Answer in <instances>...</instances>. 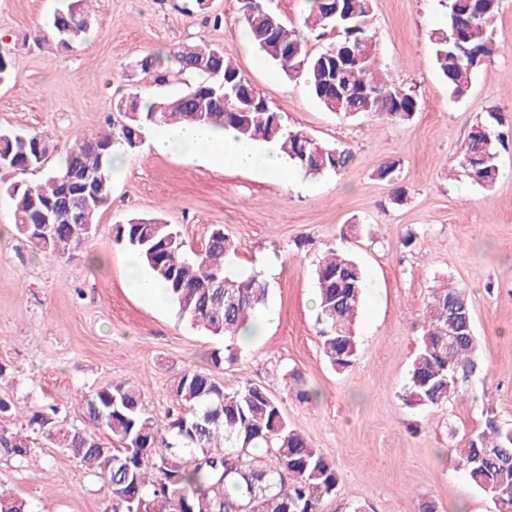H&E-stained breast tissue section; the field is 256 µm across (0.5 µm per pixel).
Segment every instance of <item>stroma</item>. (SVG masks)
<instances>
[{
	"label": "stroma",
	"instance_id": "stroma-1",
	"mask_svg": "<svg viewBox=\"0 0 512 512\" xmlns=\"http://www.w3.org/2000/svg\"><path fill=\"white\" fill-rule=\"evenodd\" d=\"M60 0H0V51L22 58L0 84V130L48 134L57 164L74 139L118 121L119 93L171 95L195 83L170 65L144 73L139 57L184 44L219 46L243 76L283 112L289 127L345 146L353 158L339 173L288 184L231 165L160 155L149 143L125 154L112 172L111 200L75 258L45 255L17 235L0 200V395L24 414L57 408L83 426L77 391L125 381L165 421L170 380L185 368L212 369L223 339L193 327L170 301L154 303L129 286V250L113 226L130 214L161 215L194 250L213 227L237 246L234 271L270 289L262 336L235 362L212 369L224 386L251 381L282 399L288 420L336 465L341 481L324 512H414L432 499L440 512H494L491 498L450 463L480 429L486 412L512 424V153L492 188H476L458 167V150L489 109L512 117V0L494 22L497 53L475 72L463 99L450 96L433 60L431 32L445 28L440 0H374L371 29L381 64L418 100L410 122L369 115L340 120L311 96L304 78H288L247 50L237 0H94L92 37L62 49L37 41ZM398 162V184L375 170ZM406 200L396 204L395 188ZM413 244H406L407 234ZM350 252L376 285L356 327L359 355L346 371L326 362L319 337L313 269L328 249ZM466 288L481 367L447 410L408 407L402 394L437 284ZM295 369L318 399L299 402L283 386ZM37 463L0 454V489L31 512H103L100 480L57 448H36Z\"/></svg>",
	"mask_w": 512,
	"mask_h": 512
}]
</instances>
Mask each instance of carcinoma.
<instances>
[{
    "instance_id": "1",
    "label": "carcinoma",
    "mask_w": 512,
    "mask_h": 512,
    "mask_svg": "<svg viewBox=\"0 0 512 512\" xmlns=\"http://www.w3.org/2000/svg\"><path fill=\"white\" fill-rule=\"evenodd\" d=\"M85 0H71L56 10L42 30V39L68 49L84 41L92 19ZM447 30L431 38L434 63L456 99L472 87L479 66L498 49L490 21L502 0H442ZM239 12L251 41L286 76L307 80L318 103L342 119L375 114L395 122L412 120L417 99L400 88L390 73L379 70L378 46L370 31L373 0H304L303 28L298 29L264 4L251 0ZM335 34V42L318 53L307 50V32ZM182 73L201 72L208 79L173 96L154 100L143 109L136 95L115 103L121 122L108 132L78 137L59 167L45 169L53 145L36 131H0V161L13 174L40 173L33 184L16 181L4 195L13 210L17 232L37 250L56 257H74L88 234L78 224L52 225L49 236L34 234L42 210L64 202L71 213L84 212L95 223L112 191V145L119 139L135 152L140 128L147 124L218 122L234 128L246 141L276 142L293 164L316 175L347 167L352 152L318 142L299 129L285 130L282 113L242 76L223 50L208 44L182 45L170 54ZM205 67H200V64ZM17 66L11 52H0V82ZM499 109H490L471 127L459 152V164L474 183L490 188L500 174L501 160L512 150V137ZM101 177L99 193L87 199L75 185L64 193V180L82 173ZM113 242L137 255L162 284L166 296L191 325L224 338V353L211 355L219 367L241 356L239 331L249 317H258L268 298L266 284L228 269L236 253L232 238L216 227L202 250L186 248L178 231L163 219L129 216L113 227ZM318 323L322 351L331 367L351 368L358 357L356 320L365 295L366 276L357 259L327 250L318 260ZM224 283L218 288L215 282ZM235 296V303L226 302ZM474 323L469 299L461 288L432 289L426 303L425 329L416 348L404 401L414 408L443 410L460 393V383L480 367L476 336L448 341V307ZM289 392L300 402L314 393L300 372L283 375ZM173 408L159 424L138 389L127 382L100 386L78 398V407L93 429L69 425L58 411L35 412L24 432L0 430V447L24 464L32 457L33 436L63 449L92 469L109 495L106 512H322L341 477L335 464L288 422L281 401L266 387L241 382L226 387L208 371L184 369L171 381ZM255 448L266 449L261 458ZM455 468L491 496L494 512H512V426L494 414L464 446L454 449ZM0 512H28L26 502L0 492Z\"/></svg>"
}]
</instances>
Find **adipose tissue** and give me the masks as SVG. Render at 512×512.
I'll return each instance as SVG.
<instances>
[{
    "label": "adipose tissue",
    "mask_w": 512,
    "mask_h": 512,
    "mask_svg": "<svg viewBox=\"0 0 512 512\" xmlns=\"http://www.w3.org/2000/svg\"><path fill=\"white\" fill-rule=\"evenodd\" d=\"M143 135L156 153L185 157L204 155L211 166L232 163L236 167L261 175L305 181L304 170L289 168L278 147L258 146L239 138L230 127L217 129L210 125L144 127Z\"/></svg>",
    "instance_id": "adipose-tissue-1"
}]
</instances>
